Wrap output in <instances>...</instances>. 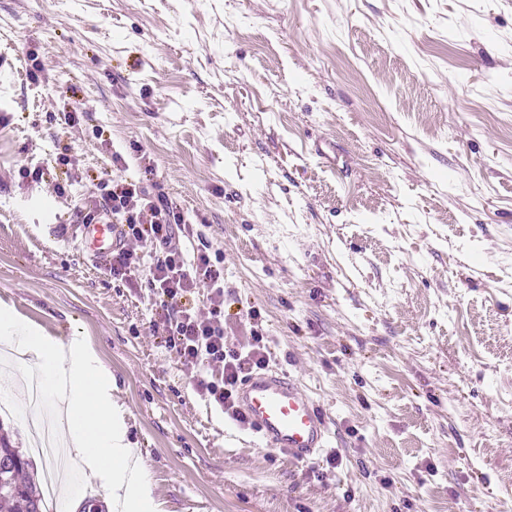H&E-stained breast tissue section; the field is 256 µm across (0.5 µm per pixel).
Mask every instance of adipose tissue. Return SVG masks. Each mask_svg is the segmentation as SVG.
I'll list each match as a JSON object with an SVG mask.
<instances>
[{
  "label": "adipose tissue",
  "mask_w": 512,
  "mask_h": 512,
  "mask_svg": "<svg viewBox=\"0 0 512 512\" xmlns=\"http://www.w3.org/2000/svg\"><path fill=\"white\" fill-rule=\"evenodd\" d=\"M0 345L35 354L52 402L66 411V446L79 458L85 480L112 491L114 512H154L153 491L124 424L123 406L112 399V375L92 347H62L30 331L9 308L0 309Z\"/></svg>",
  "instance_id": "ef3b65f1"
}]
</instances>
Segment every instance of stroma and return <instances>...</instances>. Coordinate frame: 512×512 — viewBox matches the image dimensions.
Wrapping results in <instances>:
<instances>
[{
    "label": "stroma",
    "instance_id": "obj_1",
    "mask_svg": "<svg viewBox=\"0 0 512 512\" xmlns=\"http://www.w3.org/2000/svg\"><path fill=\"white\" fill-rule=\"evenodd\" d=\"M147 164L225 335L326 410L316 459L233 428L82 249ZM1 304L91 343L161 512H512V0H0Z\"/></svg>",
    "mask_w": 512,
    "mask_h": 512
}]
</instances>
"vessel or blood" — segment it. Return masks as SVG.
I'll return each mask as SVG.
<instances>
[{"label": "vessel or blood", "mask_w": 512, "mask_h": 512, "mask_svg": "<svg viewBox=\"0 0 512 512\" xmlns=\"http://www.w3.org/2000/svg\"><path fill=\"white\" fill-rule=\"evenodd\" d=\"M82 240L95 258L110 256L121 242V228L111 222L84 225ZM236 402L246 427L262 446L298 461H309L331 444L325 411L296 381L275 369L247 375L238 385Z\"/></svg>", "instance_id": "1"}]
</instances>
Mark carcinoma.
<instances>
[{"label":"carcinoma","mask_w":512,"mask_h":512,"mask_svg":"<svg viewBox=\"0 0 512 512\" xmlns=\"http://www.w3.org/2000/svg\"><path fill=\"white\" fill-rule=\"evenodd\" d=\"M31 460L0 434V512H45L41 484L29 474Z\"/></svg>","instance_id":"carcinoma-1"}]
</instances>
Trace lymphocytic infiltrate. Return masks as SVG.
Returning a JSON list of instances; mask_svg holds the SVG:
<instances>
[{
  "instance_id": "f902f5d3",
  "label": "lymphocytic infiltrate",
  "mask_w": 512,
  "mask_h": 512,
  "mask_svg": "<svg viewBox=\"0 0 512 512\" xmlns=\"http://www.w3.org/2000/svg\"><path fill=\"white\" fill-rule=\"evenodd\" d=\"M96 189L122 234V244L105 262V271L115 278H131L139 271L140 251L151 249L154 259L146 284L163 310L152 334L193 372L201 396L219 409L234 410L238 381L265 368L267 353L262 333L252 334L245 351L225 336L223 267L203 250L186 257L181 240L191 227L184 213L144 182L102 178ZM202 287L208 292L207 306L188 303V296Z\"/></svg>"
}]
</instances>
